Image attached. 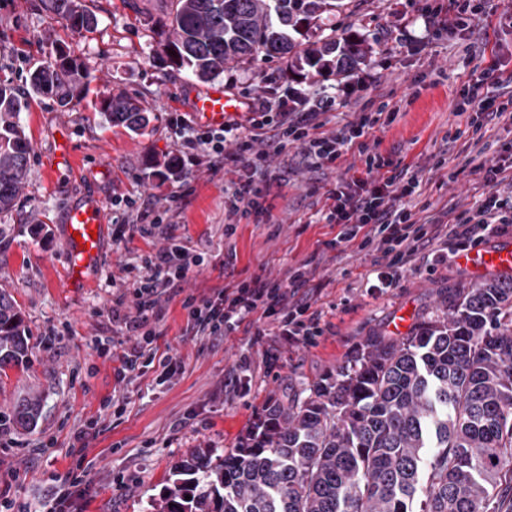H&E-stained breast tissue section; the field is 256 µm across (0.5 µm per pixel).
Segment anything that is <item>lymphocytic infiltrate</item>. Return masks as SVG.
Listing matches in <instances>:
<instances>
[{"instance_id": "f902f5d3", "label": "lymphocytic infiltrate", "mask_w": 512, "mask_h": 512, "mask_svg": "<svg viewBox=\"0 0 512 512\" xmlns=\"http://www.w3.org/2000/svg\"><path fill=\"white\" fill-rule=\"evenodd\" d=\"M483 9L484 0H432L424 14L431 25L465 32ZM498 68L497 59H490L453 100L454 114L467 115L479 135L486 134L492 121L512 112V93L502 92ZM335 105V100L295 89L277 100L249 105L241 121L228 119L221 125L195 127L186 116L169 118V127L183 133L178 150L182 164L228 176L225 237L234 236L238 224L248 218L258 225L271 222L262 187L282 183L284 176L280 169L269 168L267 160L291 148L300 152L305 168L313 171L330 168L344 153L357 150L362 169L325 192V219L336 225L338 232L320 241L317 250L340 253L353 245L373 255L376 281L370 293L395 287L403 273L416 270L420 253L435 242L447 248L439 256L444 262L490 238L512 234V145L500 148L492 165L472 166V173L481 177L482 200L477 207L443 206L433 223L404 203L420 186L418 174L372 152L369 146L381 119H395L398 107L383 100L374 109L366 106L343 113L338 128L329 132L325 116ZM114 202L124 208L127 221L113 225V240L137 234L164 241L163 246L119 267L123 290L115 304L125 310L122 322L134 343L112 355L118 381L153 372L164 383L182 372V363L160 353L156 330L165 302L178 295L183 298L188 331L194 337L223 340L244 331L256 344L270 325L275 335L288 343L313 347L329 331L323 311L315 307L321 286L314 281L317 267L313 261L289 269L282 278L255 273L200 295H187L182 284L193 270L204 266L205 258L191 252L175 234L184 195L170 196L161 209L140 195H118Z\"/></svg>"}]
</instances>
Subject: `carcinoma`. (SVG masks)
Listing matches in <instances>:
<instances>
[{
	"label": "carcinoma",
	"mask_w": 512,
	"mask_h": 512,
	"mask_svg": "<svg viewBox=\"0 0 512 512\" xmlns=\"http://www.w3.org/2000/svg\"><path fill=\"white\" fill-rule=\"evenodd\" d=\"M40 2L73 35L97 25L85 0ZM174 2L162 52L202 81L260 54L341 76L369 50L364 37L326 35L319 24L348 0ZM52 44L27 94L0 78V211L14 206L33 151L20 114L39 97L73 110L88 91L81 59L64 40ZM99 112L133 132L150 122L121 93ZM28 351L21 311L0 290V376L25 369ZM39 410L30 390L10 421L31 430ZM172 476L152 512H512V274L453 289L443 315L399 340L366 337L331 383L275 409L262 436L225 454L195 448Z\"/></svg>",
	"instance_id": "carcinoma-1"
}]
</instances>
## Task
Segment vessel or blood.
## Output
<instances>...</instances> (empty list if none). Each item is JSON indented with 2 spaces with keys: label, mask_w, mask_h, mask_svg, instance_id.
<instances>
[{
  "label": "vessel or blood",
  "mask_w": 512,
  "mask_h": 512,
  "mask_svg": "<svg viewBox=\"0 0 512 512\" xmlns=\"http://www.w3.org/2000/svg\"><path fill=\"white\" fill-rule=\"evenodd\" d=\"M241 100L223 86L215 85L201 92L195 99L193 111L198 118L210 124H221L227 114L241 111ZM62 141L49 160L53 172L69 170L74 163L73 145L69 132H62ZM104 213L100 203L84 201L73 204L65 218L64 239L70 262L65 274L67 287H83L99 269L103 258L102 241ZM462 266L477 273L512 271V244L475 249L462 254Z\"/></svg>",
  "instance_id": "b4317fda"
}]
</instances>
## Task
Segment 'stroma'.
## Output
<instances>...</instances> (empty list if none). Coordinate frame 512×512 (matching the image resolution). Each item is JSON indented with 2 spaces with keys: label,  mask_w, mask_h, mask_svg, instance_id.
<instances>
[{
  "label": "stroma",
  "mask_w": 512,
  "mask_h": 512,
  "mask_svg": "<svg viewBox=\"0 0 512 512\" xmlns=\"http://www.w3.org/2000/svg\"><path fill=\"white\" fill-rule=\"evenodd\" d=\"M86 2L97 16V29L66 42L91 73L87 96L73 111L42 98L21 113L33 146L29 174L14 208L0 213V289L16 301L29 336L26 370L9 371L0 380V417L8 418L16 398L27 390L41 398L35 429L0 427V460L18 471L13 488L17 501L28 512H46L51 476L76 465L69 454L72 431L98 415L103 399L117 397L125 401L126 412L90 442L91 486L78 499L77 512H148L150 500L164 493L172 465L194 448L238 447L265 399L284 406L308 395L310 388L335 376L337 366L366 336L391 332L398 312L416 320L442 314L448 290L468 286L478 276L452 260L431 273H405L396 288L369 296L364 284L373 270L371 257L352 248L329 253L320 259L325 287L318 306L332 329L318 346H291L272 336L253 347L240 335L225 342L187 336V312L176 298L164 306L158 345L161 352L183 360L184 372L161 385L150 375L117 381L111 359L93 347L94 338L119 340L124 334L112 316L119 293L112 273L162 241L138 235L106 240L103 263L88 285L68 288L63 280L69 264L63 218L72 203H102L112 225L125 219L123 209L113 206V196L144 194L161 207L172 193L187 192L176 234L190 249L235 251L239 278L262 266L281 278L288 267L308 259L318 241L335 236V228L321 218L323 194L335 181L349 177L359 158L349 152L335 169L314 172L296 157H273L272 166L287 163L293 168L288 185L272 188L268 197L275 225L245 220L232 238H225L223 175L190 167L165 179L155 174V162L176 154L178 137L168 126L169 114H191L195 97L206 87L190 72L171 66L161 51L172 0H137L133 7L127 0ZM426 3L351 0L344 13L331 19L337 32L354 30L367 38L371 54L363 71L369 82H358L353 73L302 80L291 72L287 59L262 57L228 64L217 81L243 100L268 98L292 87L334 98L336 109L327 115L330 131L336 129L340 113L359 111L370 99L382 96L398 102L396 119L374 133L375 150L420 171V193L413 204L427 205L431 217L446 203L476 206L480 194L472 181H449L432 164L440 155L452 166L467 157L486 163L493 157L472 145L464 117L452 112V100L483 55L498 54L505 74H512V0H486L472 31L463 36L426 27ZM52 24L39 0H0L1 77L26 87L32 64L51 50L44 35ZM118 93L148 110L152 120L145 130L135 133L105 122L99 103ZM62 127L71 133L77 160L58 178L46 161ZM245 349L253 376L243 395L232 383V369ZM269 350L278 355L272 375L264 364ZM43 442L48 450L37 453ZM118 476L123 484H115Z\"/></svg>",
  "instance_id": "stroma-1"
}]
</instances>
